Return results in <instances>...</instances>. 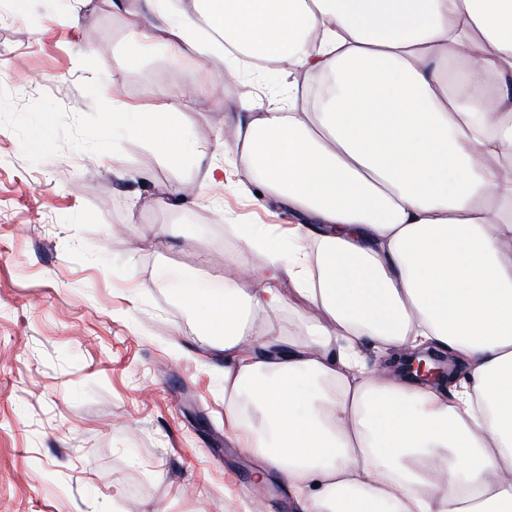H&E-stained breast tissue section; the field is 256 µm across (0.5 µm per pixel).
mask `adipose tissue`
Masks as SVG:
<instances>
[{"mask_svg": "<svg viewBox=\"0 0 512 512\" xmlns=\"http://www.w3.org/2000/svg\"><path fill=\"white\" fill-rule=\"evenodd\" d=\"M137 17L174 52L207 26L226 75L258 76L226 117L240 163L207 179L297 217L242 235L261 280L183 292L241 447L297 512H512V0H140ZM135 129L190 154L174 113ZM296 297L305 339L259 325ZM366 346L441 350L461 375L390 378Z\"/></svg>", "mask_w": 512, "mask_h": 512, "instance_id": "adipose-tissue-1", "label": "adipose tissue"}]
</instances>
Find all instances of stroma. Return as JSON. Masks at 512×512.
Returning <instances> with one entry per match:
<instances>
[{
  "instance_id": "1",
  "label": "stroma",
  "mask_w": 512,
  "mask_h": 512,
  "mask_svg": "<svg viewBox=\"0 0 512 512\" xmlns=\"http://www.w3.org/2000/svg\"><path fill=\"white\" fill-rule=\"evenodd\" d=\"M138 4L9 0L0 18V512H295L274 480L256 500L224 360L174 294L223 288L231 262L262 276L231 227L289 221L206 179L254 87L225 83L205 33L142 44ZM109 106L176 113L201 160L169 164Z\"/></svg>"
}]
</instances>
